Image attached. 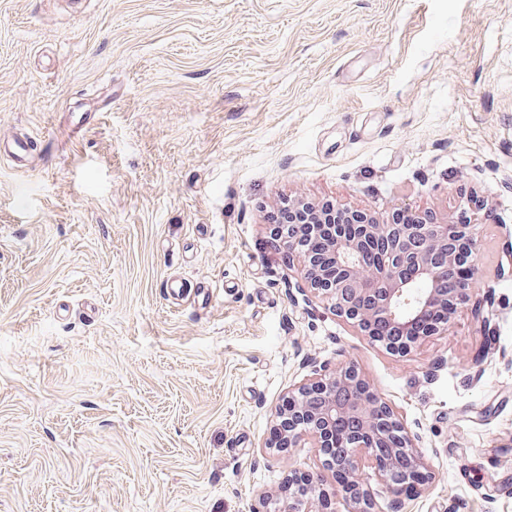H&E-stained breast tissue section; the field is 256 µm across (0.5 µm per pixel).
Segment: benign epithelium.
<instances>
[{
  "label": "benign epithelium",
  "instance_id": "1",
  "mask_svg": "<svg viewBox=\"0 0 512 512\" xmlns=\"http://www.w3.org/2000/svg\"><path fill=\"white\" fill-rule=\"evenodd\" d=\"M300 211L301 224H275L278 245L303 258L302 278L331 302L336 316L388 352L404 356L426 339L447 329L457 310L476 297L480 282L474 256L479 239L465 210L443 223L427 211L398 208L382 220L370 213L337 206L288 201ZM327 242L335 273L313 248ZM458 272L457 288H438L448 272ZM369 384L353 365L322 374L288 392L276 410L277 441L268 446L288 452L305 439L313 441L323 468L343 476L333 490L320 476H290L283 492L263 512H336V495L352 504V512H374L361 483V452L395 495L413 492L426 480V463L413 439L380 397L358 394ZM352 426L345 438L336 423ZM344 449L336 456V449Z\"/></svg>",
  "mask_w": 512,
  "mask_h": 512
}]
</instances>
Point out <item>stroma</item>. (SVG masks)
<instances>
[{
  "label": "stroma",
  "instance_id": "1",
  "mask_svg": "<svg viewBox=\"0 0 512 512\" xmlns=\"http://www.w3.org/2000/svg\"><path fill=\"white\" fill-rule=\"evenodd\" d=\"M296 199L470 209L482 316L371 344L273 245ZM348 363L430 470L362 456L375 512H512V0H0V512L333 486L266 442Z\"/></svg>",
  "mask_w": 512,
  "mask_h": 512
}]
</instances>
